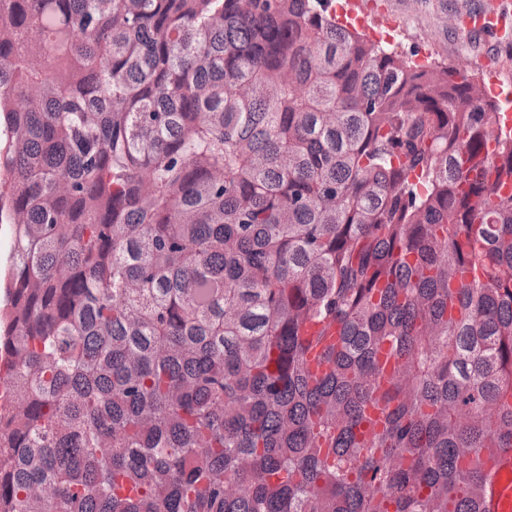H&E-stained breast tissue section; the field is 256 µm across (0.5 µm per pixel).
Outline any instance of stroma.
<instances>
[{"label": "stroma", "instance_id": "1", "mask_svg": "<svg viewBox=\"0 0 512 512\" xmlns=\"http://www.w3.org/2000/svg\"><path fill=\"white\" fill-rule=\"evenodd\" d=\"M497 5L499 30L474 36L458 30L461 15ZM357 30L394 48L406 61L454 67L483 85L501 110L512 108V0H359Z\"/></svg>", "mask_w": 512, "mask_h": 512}]
</instances>
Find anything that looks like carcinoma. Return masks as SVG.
<instances>
[{"mask_svg": "<svg viewBox=\"0 0 512 512\" xmlns=\"http://www.w3.org/2000/svg\"><path fill=\"white\" fill-rule=\"evenodd\" d=\"M331 3L0 0V512H488L512 126Z\"/></svg>", "mask_w": 512, "mask_h": 512, "instance_id": "1", "label": "carcinoma"}]
</instances>
